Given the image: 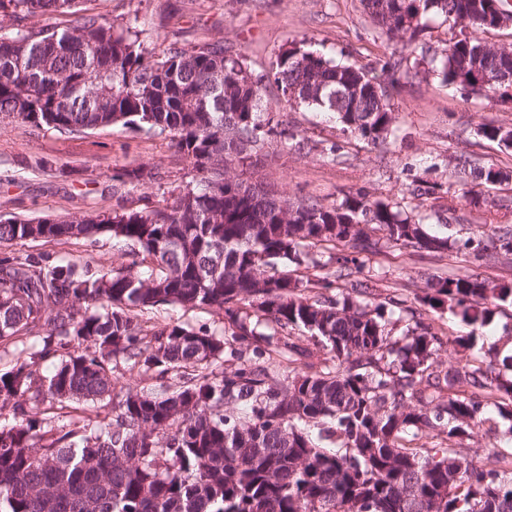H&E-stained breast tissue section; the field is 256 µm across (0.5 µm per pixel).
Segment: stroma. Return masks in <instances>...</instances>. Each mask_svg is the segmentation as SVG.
Here are the masks:
<instances>
[{
	"instance_id": "1",
	"label": "stroma",
	"mask_w": 512,
	"mask_h": 512,
	"mask_svg": "<svg viewBox=\"0 0 512 512\" xmlns=\"http://www.w3.org/2000/svg\"><path fill=\"white\" fill-rule=\"evenodd\" d=\"M81 12L100 16L115 28L136 27L146 49L167 39L186 46L220 39L243 53L252 74L271 70L278 55L301 41L330 59L361 68L379 59H401L402 79L391 104L395 135L373 146L344 135L335 119L305 108L287 109L275 85H268L262 108L303 139V149L271 148L260 172L292 201L332 203L365 191L370 198L401 204L406 215L432 233L450 239L488 238L495 225H512V179L484 189L471 203L454 187V166L469 156L512 176V148L481 136L480 126L512 129V103L465 95L428 73L425 60L456 35L435 23L415 44L389 39L366 14L361 0H80ZM147 175L136 188L116 181L119 173ZM191 178V166L177 159L168 137L119 125L87 133L34 127L14 114L0 113V219L83 216L127 206L158 205L165 192ZM438 184L442 193L417 197L416 184ZM15 256L77 259L90 273L131 261L129 246L107 234L68 240H16L0 244ZM464 253L436 260L424 252L389 248L372 257L378 295L403 300L391 328L403 336L416 320L431 318L447 337L476 336L477 346L441 354L443 366L487 365L494 353L512 350V307L486 324L460 314L426 315L416 302L434 276H452L468 267ZM473 462L493 452H512V418L494 415L491 426L474 430L461 445Z\"/></svg>"
}]
</instances>
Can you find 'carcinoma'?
<instances>
[{
	"mask_svg": "<svg viewBox=\"0 0 512 512\" xmlns=\"http://www.w3.org/2000/svg\"><path fill=\"white\" fill-rule=\"evenodd\" d=\"M77 0H0L19 20L75 9ZM390 38L417 40L431 21L459 29L429 59L442 82L512 100L496 56L473 30L512 26L508 0H361ZM402 60L371 70L294 45L272 69L289 107L337 115L369 144L394 133L391 90ZM220 39L148 52L139 32L82 14L63 29L0 37V112L70 133L120 124L156 130L190 162L193 176L163 207H121L79 219L0 222V243L109 232L132 246L131 265L100 275L76 260L0 257V342L24 335L0 371V512H512V476L500 458L476 465L453 448L418 441L445 430L469 437L487 407L512 415V353L483 368L440 369L446 340L415 322L391 336L393 296L374 300L366 272L383 246L443 254L468 251L479 267L512 253V226L492 247L430 235L397 204L347 194L294 203L259 181L274 145L299 147L279 116L261 109L264 77ZM476 192L508 175L457 159ZM431 313L460 310L484 324L512 287L466 270L432 277L415 297ZM168 305L224 312V338L207 327H161L145 313ZM329 347L320 370L292 333ZM176 378L170 393L116 391L112 361ZM225 362L218 373L213 368ZM471 394L459 397L455 387ZM103 401L99 420L64 414L74 401ZM336 436L329 450L317 439Z\"/></svg>",
	"mask_w": 512,
	"mask_h": 512,
	"instance_id": "carcinoma-1",
	"label": "carcinoma"
}]
</instances>
